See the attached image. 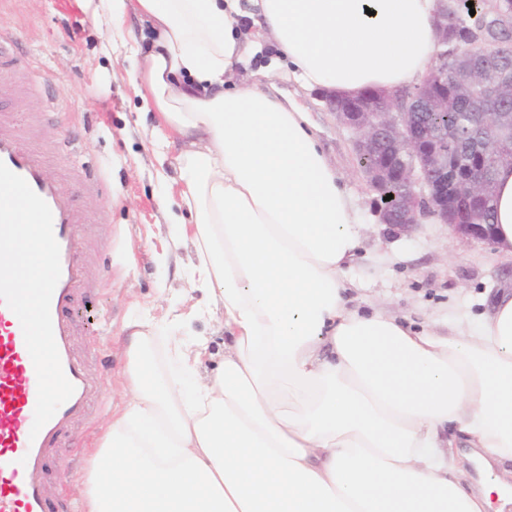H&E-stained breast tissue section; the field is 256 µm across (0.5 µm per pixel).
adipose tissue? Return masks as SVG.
I'll list each match as a JSON object with an SVG mask.
<instances>
[{
  "mask_svg": "<svg viewBox=\"0 0 512 512\" xmlns=\"http://www.w3.org/2000/svg\"><path fill=\"white\" fill-rule=\"evenodd\" d=\"M153 127L178 148L161 207L195 247L191 289L224 316L211 380L157 371L133 332L131 394L97 453L86 512H512V295L447 335L348 307L351 195L308 116L234 77L271 44L308 89L420 84L439 0H100ZM250 20L251 40L239 26ZM495 239L512 255V167Z\"/></svg>",
  "mask_w": 512,
  "mask_h": 512,
  "instance_id": "obj_1",
  "label": "adipose tissue"
}]
</instances>
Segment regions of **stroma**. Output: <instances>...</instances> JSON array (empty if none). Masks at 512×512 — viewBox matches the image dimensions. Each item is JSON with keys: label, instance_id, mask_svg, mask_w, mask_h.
<instances>
[{"label": "stroma", "instance_id": "stroma-1", "mask_svg": "<svg viewBox=\"0 0 512 512\" xmlns=\"http://www.w3.org/2000/svg\"><path fill=\"white\" fill-rule=\"evenodd\" d=\"M0 27L13 32L26 62L0 111L33 145L48 149L50 176L69 184L87 214L84 254L91 290L78 301L76 347L103 392L86 419L73 426L49 462V494L83 512L92 457L128 397L125 321L143 319L158 369L177 377L175 345L204 350L196 377L213 376L224 360V322L205 295L188 288L192 243L173 247L159 208L176 178L174 160L158 163L164 134L139 124L142 103L130 76L131 59L108 26L93 24L85 0H0ZM308 114L320 143L344 177L360 222L361 248L346 270L348 307H378L403 321L433 323L487 311L512 290V258L493 245L457 243L448 226L428 219L407 230L379 223L375 195L362 181L353 135L337 124L317 93L282 83Z\"/></svg>", "mask_w": 512, "mask_h": 512}]
</instances>
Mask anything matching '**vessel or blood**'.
Returning a JSON list of instances; mask_svg holds the SVG:
<instances>
[{
    "label": "vessel or blood",
    "instance_id": "b4317fda",
    "mask_svg": "<svg viewBox=\"0 0 512 512\" xmlns=\"http://www.w3.org/2000/svg\"><path fill=\"white\" fill-rule=\"evenodd\" d=\"M10 121V116L0 115V162L24 178L53 215L61 276L50 314L61 365L74 392L39 433H32L36 370L18 317L0 303V512H53L45 494L47 462L59 451L70 426L87 417L91 400L102 391L101 380L89 372L73 340L72 311L87 286L80 261L86 217L75 208L69 188L46 176L47 155L29 146L22 132L10 130Z\"/></svg>",
    "mask_w": 512,
    "mask_h": 512
}]
</instances>
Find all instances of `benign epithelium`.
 Instances as JSON below:
<instances>
[{"instance_id":"benign-epithelium-1","label":"benign epithelium","mask_w":512,"mask_h":512,"mask_svg":"<svg viewBox=\"0 0 512 512\" xmlns=\"http://www.w3.org/2000/svg\"><path fill=\"white\" fill-rule=\"evenodd\" d=\"M453 16L443 9L435 19V65L439 95L420 98L418 87L392 94L383 91L359 108L343 107L336 97L326 99L339 125L355 135L357 160L366 185L381 200L375 213L380 223L408 229L432 218L446 224L462 240L495 243L492 225L482 215L491 172L501 161L512 165V112L499 106L512 77L501 71L499 55H465L450 36ZM456 107L474 113L488 140L474 141L472 161L460 163L448 155V140L467 139L430 126L420 118L423 107ZM398 183L406 189L397 205L383 189Z\"/></svg>"}]
</instances>
